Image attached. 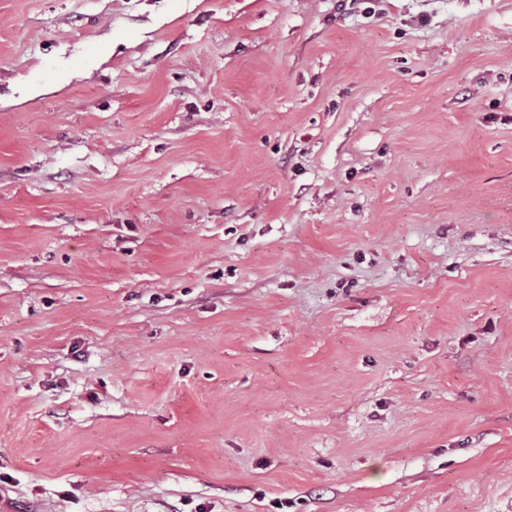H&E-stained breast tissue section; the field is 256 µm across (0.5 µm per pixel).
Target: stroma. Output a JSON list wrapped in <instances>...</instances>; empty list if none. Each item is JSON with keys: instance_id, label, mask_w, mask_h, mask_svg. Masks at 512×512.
Listing matches in <instances>:
<instances>
[{"instance_id": "1", "label": "stroma", "mask_w": 512, "mask_h": 512, "mask_svg": "<svg viewBox=\"0 0 512 512\" xmlns=\"http://www.w3.org/2000/svg\"><path fill=\"white\" fill-rule=\"evenodd\" d=\"M0 0V512H512V0Z\"/></svg>"}]
</instances>
